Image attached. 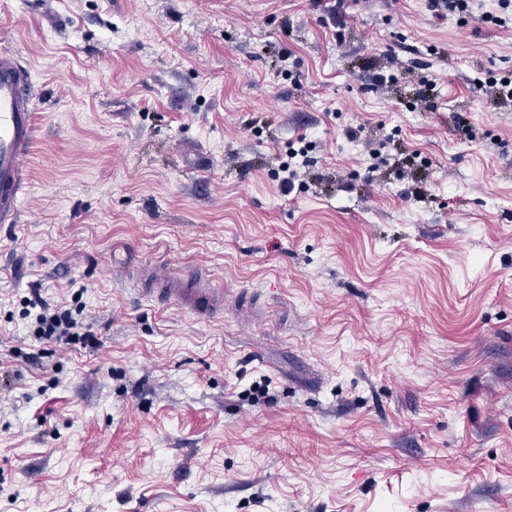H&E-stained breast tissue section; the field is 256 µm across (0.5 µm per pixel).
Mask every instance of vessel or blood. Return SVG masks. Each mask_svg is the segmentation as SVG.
<instances>
[{
  "mask_svg": "<svg viewBox=\"0 0 512 512\" xmlns=\"http://www.w3.org/2000/svg\"><path fill=\"white\" fill-rule=\"evenodd\" d=\"M37 117L31 74L19 55L0 49V223H13L26 185V162L33 147ZM140 296L166 306L173 304L197 316L224 313V291L204 281L194 269L142 264Z\"/></svg>",
  "mask_w": 512,
  "mask_h": 512,
  "instance_id": "b4317fda",
  "label": "vessel or blood"
}]
</instances>
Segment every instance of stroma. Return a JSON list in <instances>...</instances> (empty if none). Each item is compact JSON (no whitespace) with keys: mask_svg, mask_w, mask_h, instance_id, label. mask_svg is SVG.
<instances>
[{"mask_svg":"<svg viewBox=\"0 0 512 512\" xmlns=\"http://www.w3.org/2000/svg\"><path fill=\"white\" fill-rule=\"evenodd\" d=\"M489 11L0 0L37 111L0 224V512H512V101L477 88L512 77V8ZM157 261L210 275L223 318L139 298ZM32 288L99 347L38 340Z\"/></svg>","mask_w":512,"mask_h":512,"instance_id":"obj_1","label":"stroma"}]
</instances>
